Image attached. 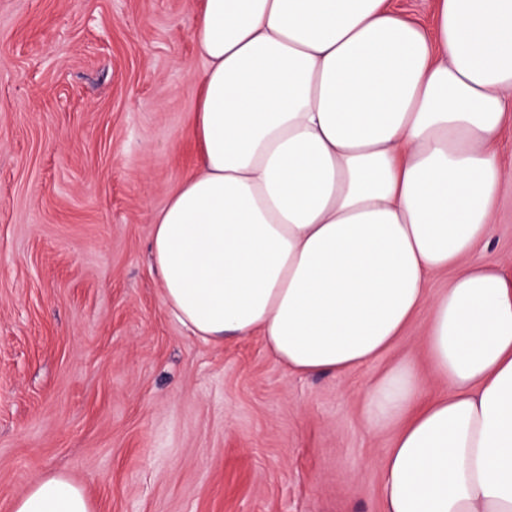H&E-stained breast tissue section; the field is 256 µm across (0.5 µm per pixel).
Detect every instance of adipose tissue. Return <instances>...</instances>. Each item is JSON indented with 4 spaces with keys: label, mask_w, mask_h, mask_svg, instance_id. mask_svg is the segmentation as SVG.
<instances>
[{
    "label": "adipose tissue",
    "mask_w": 512,
    "mask_h": 512,
    "mask_svg": "<svg viewBox=\"0 0 512 512\" xmlns=\"http://www.w3.org/2000/svg\"><path fill=\"white\" fill-rule=\"evenodd\" d=\"M436 2L428 31L390 0H200L198 163L151 257L194 336L261 334L299 375L377 359L428 308L443 391L420 400L403 361L365 397L371 428H398L381 512H512V278L470 260L496 233L512 0ZM13 512L95 507L57 474Z\"/></svg>",
    "instance_id": "obj_1"
}]
</instances>
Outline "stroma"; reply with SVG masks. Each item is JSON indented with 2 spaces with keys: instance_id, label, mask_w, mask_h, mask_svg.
<instances>
[{
  "instance_id": "obj_1",
  "label": "stroma",
  "mask_w": 512,
  "mask_h": 512,
  "mask_svg": "<svg viewBox=\"0 0 512 512\" xmlns=\"http://www.w3.org/2000/svg\"><path fill=\"white\" fill-rule=\"evenodd\" d=\"M199 0H0V512L39 476L95 512H381L389 367L427 362L420 309L374 362L297 376L260 335L215 346L166 307L153 218L196 162ZM497 232L512 276V130Z\"/></svg>"
}]
</instances>
